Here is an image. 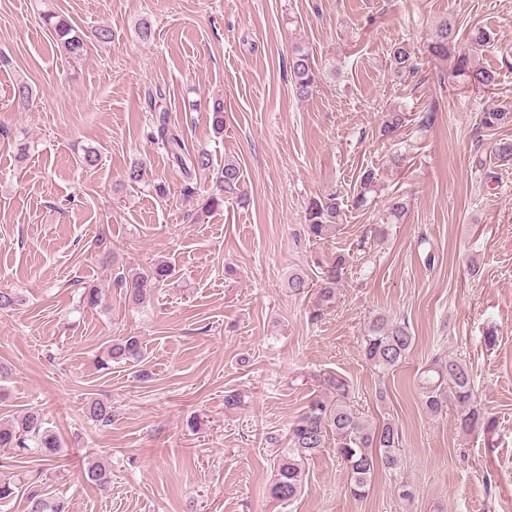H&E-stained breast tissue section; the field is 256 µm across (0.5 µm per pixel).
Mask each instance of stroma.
<instances>
[{"mask_svg": "<svg viewBox=\"0 0 512 512\" xmlns=\"http://www.w3.org/2000/svg\"><path fill=\"white\" fill-rule=\"evenodd\" d=\"M47 9L108 26L112 40L65 59L39 19ZM445 17L460 36L487 32L474 65L497 72L496 90L440 83L450 62L423 52ZM142 20L154 29L147 43ZM401 42L419 56L415 76L390 67ZM297 46L323 71L302 100L289 71ZM19 83L33 89L29 105L14 98ZM216 98L220 135L208 112ZM503 105L512 0H0V289L19 297L0 312L10 369L0 424L38 408L62 445L48 465L0 448V479H39L69 512H512V166L493 152L512 124L477 127L483 108ZM395 108L433 120L386 141L379 126ZM162 113L214 167L239 163L247 203L198 218L199 196H186L183 174L147 138ZM89 148L100 155L91 168ZM397 151L406 167L390 164ZM135 160L167 197L123 186ZM369 168L380 183L369 209L309 241V199L353 191ZM395 193L407 211L391 223ZM378 224L385 237L373 236ZM339 254L349 266L336 304L310 321L288 272L316 277ZM162 262L173 267L165 288L125 309L117 268ZM89 284L102 292L95 309L80 305ZM378 314L405 320L415 338L387 374L363 355ZM129 334L147 348L148 379L96 366L105 342ZM439 354L467 363L495 431L463 433L452 404L427 412L418 372ZM328 371L349 382L371 424L396 423L399 465L356 499L327 445L288 505L269 494L278 451ZM231 390L243 406H225ZM90 396L111 401V426L86 419ZM91 458L110 464L109 495L83 479Z\"/></svg>", "mask_w": 512, "mask_h": 512, "instance_id": "1", "label": "stroma"}]
</instances>
